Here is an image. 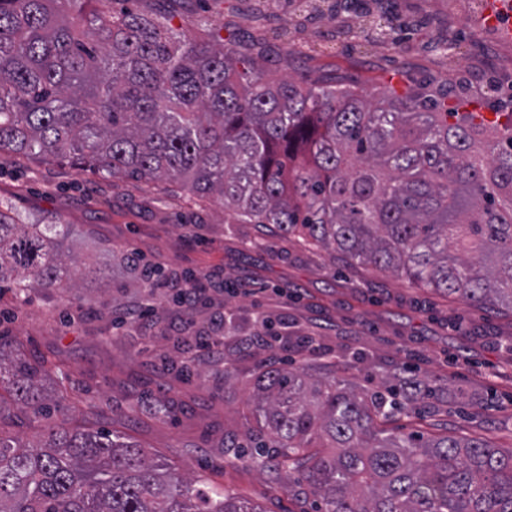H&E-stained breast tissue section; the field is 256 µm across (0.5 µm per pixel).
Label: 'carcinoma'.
<instances>
[{
	"label": "carcinoma",
	"mask_w": 512,
	"mask_h": 512,
	"mask_svg": "<svg viewBox=\"0 0 512 512\" xmlns=\"http://www.w3.org/2000/svg\"><path fill=\"white\" fill-rule=\"evenodd\" d=\"M106 0H0V154L114 177L179 182L230 218L293 235L484 309L512 311V112H460L445 96L273 82L224 40L179 44L153 12ZM66 224L0 208V284L15 295L73 280ZM126 261L143 285L163 272ZM58 367L0 336V512H266L164 471L129 439L63 421L41 443L10 435L54 412ZM252 414L283 453L260 470L317 512H512V448L483 435L389 427L445 388L393 372L366 391L324 371L264 367ZM239 435L224 453L244 461Z\"/></svg>",
	"instance_id": "1"
}]
</instances>
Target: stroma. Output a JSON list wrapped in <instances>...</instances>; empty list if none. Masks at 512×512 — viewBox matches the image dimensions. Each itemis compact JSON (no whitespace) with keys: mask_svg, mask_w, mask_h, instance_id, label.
<instances>
[{"mask_svg":"<svg viewBox=\"0 0 512 512\" xmlns=\"http://www.w3.org/2000/svg\"><path fill=\"white\" fill-rule=\"evenodd\" d=\"M306 2L162 0L159 9L181 40L212 30L271 79L366 92L402 90L411 79L425 93L448 94L452 106L512 111V38L487 24L492 0H363L356 10L323 0L315 12ZM382 16L385 40L371 31ZM0 203L21 223L68 226L63 258L78 288L37 286L22 300L0 291V334L60 364L55 384L72 391L54 420L100 409L101 428L145 446L171 471L192 472L267 512H302L277 480L225 455L224 435L250 418L259 363L341 373L359 352V386L375 388L382 373L404 364L426 381L441 380L445 402L415 415L430 430L512 444L511 312L469 307L391 272L347 266L293 236L259 237L254 225L227 223L215 198L191 200L172 182L1 154ZM129 250L168 273L211 274L210 302L199 306L195 323L233 351L232 381L219 356L202 358L201 374L185 378L163 365V355L192 349L174 339L184 314L134 286ZM228 310L236 326L230 336ZM264 319L279 342L242 352Z\"/></svg>","mask_w":512,"mask_h":512,"instance_id":"obj_1","label":"stroma"}]
</instances>
